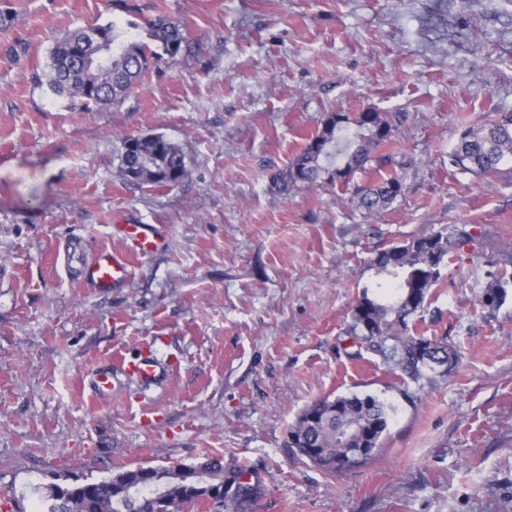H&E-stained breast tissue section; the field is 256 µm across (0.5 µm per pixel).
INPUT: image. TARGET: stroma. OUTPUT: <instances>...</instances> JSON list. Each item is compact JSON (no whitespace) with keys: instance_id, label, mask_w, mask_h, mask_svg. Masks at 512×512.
<instances>
[{"instance_id":"35a3bbf8","label":"stroma","mask_w":512,"mask_h":512,"mask_svg":"<svg viewBox=\"0 0 512 512\" xmlns=\"http://www.w3.org/2000/svg\"><path fill=\"white\" fill-rule=\"evenodd\" d=\"M151 2L188 50L78 111L34 75L56 38L110 22L111 0H0V492L36 512L39 483L210 455L258 468L247 512H512V294L484 307L470 259L512 274V173L448 166L461 129L512 114V0ZM367 109L402 119L387 209L358 207L365 172L277 191L328 113ZM145 135L179 145L187 180L118 177L121 138ZM117 224L167 245L102 294L81 270L126 249ZM426 233L450 253L416 331L456 360L416 380L350 325L370 260ZM144 348L167 372L151 384L120 370ZM349 393L393 407L373 458L336 474L294 459L300 411Z\"/></svg>"}]
</instances>
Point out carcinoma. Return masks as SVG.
<instances>
[{"label": "carcinoma", "mask_w": 512, "mask_h": 512, "mask_svg": "<svg viewBox=\"0 0 512 512\" xmlns=\"http://www.w3.org/2000/svg\"><path fill=\"white\" fill-rule=\"evenodd\" d=\"M112 6L128 19L116 18L95 29L112 53L102 63L85 61L87 29H77L55 40L47 71L43 73L51 90L69 99L75 108H108L123 102L139 84L150 64L173 58L188 47L182 24L168 16L145 17L137 0H112ZM396 125L386 114L368 109L350 116L331 112L306 146L273 177L282 193L301 185L312 188L322 181L350 184L359 171L372 170L377 180L354 188L359 207L374 214L403 194L402 179L386 171L391 154L380 150L393 142ZM448 166L474 176L512 169V115L493 117L478 127L460 133L456 148L448 153ZM120 175L133 185H174L189 176L182 149L162 136H125L121 139ZM448 239L425 234L379 252L371 262L376 281L363 287L352 310V328L362 321L371 324L360 339L365 347L393 362L404 373L420 378L441 368L455 353L444 339L410 334L409 324L424 307L430 289L441 276L448 257ZM481 304L495 308L505 301L508 279L486 274ZM392 407L373 394L350 393L323 397L307 405L288 429L287 441L294 456L327 472H336L334 462L343 448L336 441L339 413L361 421L366 431L364 443L379 448L387 434ZM215 480H224L233 489L228 500L212 508L224 512L230 507L243 512L258 493V473L237 466L224 473L222 459L212 457ZM176 512H194L200 507L202 492L179 489ZM45 509L42 512H154L155 491L147 486L124 499L112 495V479L91 482L84 487L45 484L36 488Z\"/></svg>", "instance_id": "carcinoma-1"}]
</instances>
